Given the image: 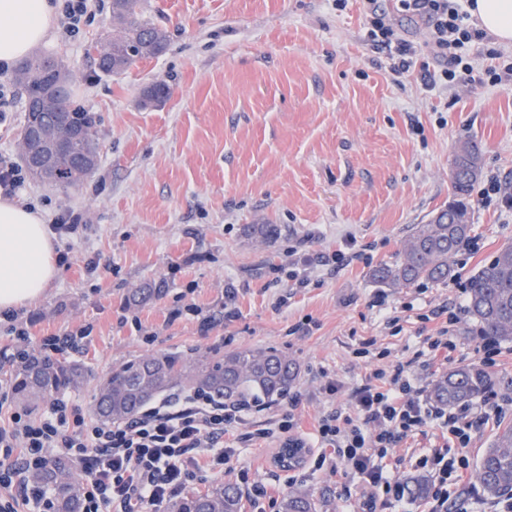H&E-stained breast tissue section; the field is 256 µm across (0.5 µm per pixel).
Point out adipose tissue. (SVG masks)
<instances>
[{"instance_id": "adipose-tissue-1", "label": "adipose tissue", "mask_w": 512, "mask_h": 512, "mask_svg": "<svg viewBox=\"0 0 512 512\" xmlns=\"http://www.w3.org/2000/svg\"><path fill=\"white\" fill-rule=\"evenodd\" d=\"M470 12L497 43L512 47V0H471ZM55 23L50 0H0V62L13 64L44 43ZM57 275V258L42 216L0 200V309L30 305Z\"/></svg>"}]
</instances>
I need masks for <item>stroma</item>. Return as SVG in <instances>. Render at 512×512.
Here are the masks:
<instances>
[{"label": "stroma", "mask_w": 512, "mask_h": 512, "mask_svg": "<svg viewBox=\"0 0 512 512\" xmlns=\"http://www.w3.org/2000/svg\"><path fill=\"white\" fill-rule=\"evenodd\" d=\"M147 16L169 35L163 54L120 75L100 74L92 48L112 27V10H92L80 36L51 30L37 52L59 56L75 81L76 105L91 112L102 144L96 170L78 189L27 178L24 201L44 221L68 209L87 214L44 297L23 307L33 341L81 327L92 333L64 357L88 379L61 397L84 414L113 367L144 355L208 357L250 347L278 349L297 361L292 389L304 431L319 416L350 413L352 391L372 366L358 358L373 338L392 358L412 357L422 315L457 306V283L512 246V212L468 200L475 253L459 252L456 276L424 288H386L371 271L392 260L404 239L451 202L456 147H483V176L512 187V84L425 88L417 74L393 76L384 53L364 39L366 4L349 0H143ZM165 82L170 94L140 105L143 90ZM247 224H276L274 242L244 237ZM355 238L357 258L344 267L317 265L307 287L283 269L291 247L330 256ZM162 285V297L137 307L130 289ZM387 307L374 306L376 296ZM202 309L201 331L187 307ZM236 311L225 319V307ZM181 317H173L174 309ZM136 317L140 329L121 325ZM478 326L462 316L454 361H435L425 381L450 363H480ZM154 336L153 343L142 340ZM338 381L327 395L325 380ZM287 401L242 419L224 442L234 455L223 471L197 472L212 483L267 485L270 496L244 512H278L289 488L309 490L322 512H357L356 476L315 467L285 470L274 462L277 436L259 437Z\"/></svg>", "instance_id": "obj_1"}]
</instances>
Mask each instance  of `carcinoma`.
Returning <instances> with one entry per match:
<instances>
[{"instance_id": "obj_1", "label": "carcinoma", "mask_w": 512, "mask_h": 512, "mask_svg": "<svg viewBox=\"0 0 512 512\" xmlns=\"http://www.w3.org/2000/svg\"><path fill=\"white\" fill-rule=\"evenodd\" d=\"M167 47L166 30L146 18L141 0H112V28L94 47L95 63L102 74L119 75ZM60 67L62 64L52 56L23 62L14 81L23 90L25 101L37 97L42 84L54 78ZM71 86L68 78L60 84L48 111L34 116L26 113L20 143L30 153L41 151V142L28 138L32 117L52 136L68 141L72 162L54 180L64 191L81 185L94 172L101 153L95 120L90 113L72 107ZM168 95L169 87L158 82L144 92L141 104L150 107ZM481 172L480 147L473 141L463 142L454 154L451 171L452 187L460 200L438 211L428 223L416 225L401 255L372 271L377 283L389 288H413L456 276L453 259L469 241L471 232L463 199L470 195ZM243 233L270 242L281 229L276 224H246ZM159 292L144 285L130 293L129 301L136 306L146 305ZM467 311L482 335L498 341L512 340V246L501 249L471 278ZM299 371L295 360L273 348L217 353L202 360L191 354L144 356L112 369L100 382L92 411L105 422L128 419L156 395L177 386L227 403H274L288 397ZM84 378L83 370L65 359L33 355L17 366L14 388L21 402L39 406ZM493 385L492 374L483 366L464 365L438 377L431 386L430 398L442 406L468 404ZM292 452L291 448L280 449L275 463L288 470L301 466L305 456ZM476 479L489 496L512 492V423L499 426L480 458ZM28 481L49 491L53 512H82L83 489L67 457L48 458L43 466L28 472ZM167 512H243L242 494L232 484L216 483L181 494L167 504ZM279 512H320V505L308 490L293 488L282 496Z\"/></svg>"}]
</instances>
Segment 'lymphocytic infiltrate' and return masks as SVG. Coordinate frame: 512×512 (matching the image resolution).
Listing matches in <instances>:
<instances>
[{"instance_id": "obj_1", "label": "lymphocytic infiltrate", "mask_w": 512, "mask_h": 512, "mask_svg": "<svg viewBox=\"0 0 512 512\" xmlns=\"http://www.w3.org/2000/svg\"><path fill=\"white\" fill-rule=\"evenodd\" d=\"M369 9L365 37L383 47L389 69L398 76L420 68L427 88L462 83L497 85L512 80V60L497 49H489L492 66L477 69L472 47L486 41L467 6L469 0H398L402 11L425 17L429 22L422 44L400 38L384 14ZM425 64H418V57ZM459 317L449 312L444 321L419 341L411 360L392 361L380 351L382 367L351 395L352 414L339 412L320 417L314 432L300 431L295 415L296 397H289L288 412L262 429V436L278 434L283 447L313 448L326 442L336 450L332 463L317 459V466L331 465L357 475L361 512L378 507H405L406 486L392 474L398 445L409 436L435 427L442 446L419 453L416 465L432 479L426 512H467L472 503H486L496 512V503L485 502L477 483L468 479L466 450L472 433L489 419L512 411V396L495 392L477 405L439 407L429 398L420 376L439 355L457 349L454 327ZM241 405L215 401L195 394L163 399L126 422H89L65 400L52 402L38 419L16 411L8 425L0 426V512H16L22 499L44 512L50 504L46 489L29 484L24 473L57 452L74 459L84 489L83 512H161L198 470L197 454L205 452L210 468L223 469L232 449L224 436L235 423Z\"/></svg>"}]
</instances>
